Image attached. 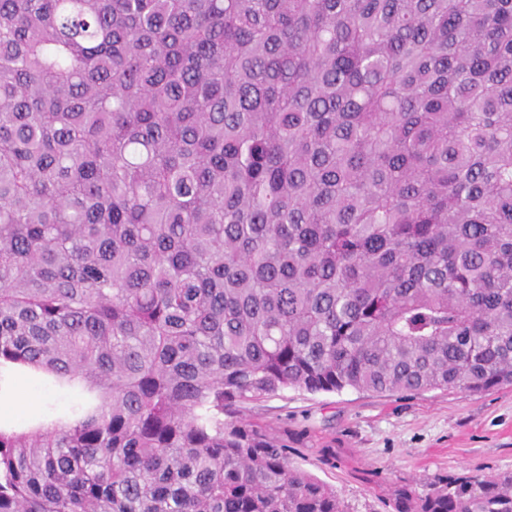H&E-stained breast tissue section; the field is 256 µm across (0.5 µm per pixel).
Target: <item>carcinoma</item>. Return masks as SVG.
<instances>
[{"label": "carcinoma", "instance_id": "cac0c4a2", "mask_svg": "<svg viewBox=\"0 0 512 512\" xmlns=\"http://www.w3.org/2000/svg\"><path fill=\"white\" fill-rule=\"evenodd\" d=\"M2 362L0 512H348L246 406L512 385V0H0ZM47 376L42 370L19 364L0 367V429L22 432L30 423L41 420V412L47 404L45 398H30L37 389L38 380Z\"/></svg>", "mask_w": 512, "mask_h": 512}]
</instances>
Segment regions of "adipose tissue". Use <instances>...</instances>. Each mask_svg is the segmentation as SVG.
Returning <instances> with one entry per match:
<instances>
[{"mask_svg":"<svg viewBox=\"0 0 512 512\" xmlns=\"http://www.w3.org/2000/svg\"><path fill=\"white\" fill-rule=\"evenodd\" d=\"M44 373L29 366L9 364L0 367V429L7 432L28 430L38 423L44 403L32 397Z\"/></svg>","mask_w":512,"mask_h":512,"instance_id":"ef3b65f1","label":"adipose tissue"}]
</instances>
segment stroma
Wrapping results in <instances>:
<instances>
[{
  "mask_svg": "<svg viewBox=\"0 0 512 512\" xmlns=\"http://www.w3.org/2000/svg\"><path fill=\"white\" fill-rule=\"evenodd\" d=\"M249 418L286 430L294 464L332 486L349 512H388L401 486L512 471V385L377 394L288 390Z\"/></svg>",
  "mask_w": 512,
  "mask_h": 512,
  "instance_id": "obj_1",
  "label": "stroma"
}]
</instances>
